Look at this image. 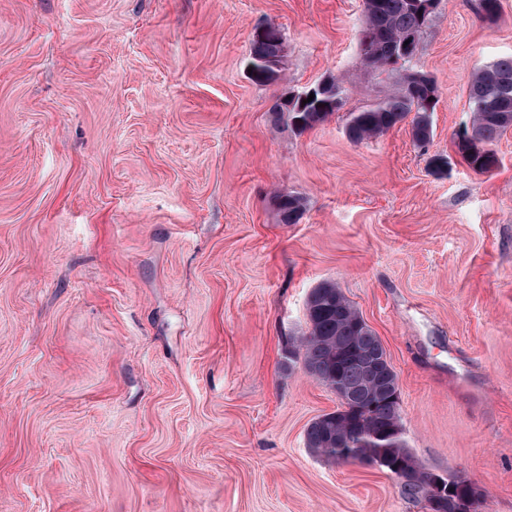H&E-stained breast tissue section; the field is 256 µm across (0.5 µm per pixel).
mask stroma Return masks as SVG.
I'll list each match as a JSON object with an SVG mask.
<instances>
[{
    "label": "stroma",
    "instance_id": "stroma-1",
    "mask_svg": "<svg viewBox=\"0 0 512 512\" xmlns=\"http://www.w3.org/2000/svg\"><path fill=\"white\" fill-rule=\"evenodd\" d=\"M477 3L441 0L413 61L421 149L346 134L381 88L363 0H0V512H423L306 446L338 400L288 347L324 280L381 339L418 462L512 512V130L488 174L454 145L512 0ZM260 23L286 83L248 77ZM328 75L343 110L273 122ZM306 210V200L297 193L288 192L287 201L278 207L280 220L284 224H296L304 215Z\"/></svg>",
    "mask_w": 512,
    "mask_h": 512
}]
</instances>
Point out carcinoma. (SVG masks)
Returning <instances> with one entry per match:
<instances>
[{
  "label": "carcinoma",
  "mask_w": 512,
  "mask_h": 512,
  "mask_svg": "<svg viewBox=\"0 0 512 512\" xmlns=\"http://www.w3.org/2000/svg\"><path fill=\"white\" fill-rule=\"evenodd\" d=\"M427 0H364V21L359 39L362 63L385 89L369 104L348 113L346 133L355 143L376 138L409 121L414 145L424 148L433 137L432 114L438 103L435 81L420 73L411 83L405 71L412 59L400 61L401 48L414 54L436 10H426ZM280 51L270 40H250L248 64L261 68ZM315 97L296 103L287 113L272 112L274 120L288 119L292 131L310 130L340 110L347 89L328 76L314 85ZM472 118L456 134L458 153L469 168L487 174L500 159L493 145L512 128V55L476 70L470 81ZM306 210L303 196L290 192L278 208L284 224H297ZM294 360L321 383L341 379L348 388L338 398L335 411L317 417L306 430V444L314 454L347 464L366 460L390 471L399 468L415 480L400 484L407 500L433 510L427 495L431 474L423 471L405 440L398 377L380 338L333 281L315 286L306 304V330L292 339ZM449 490L462 497L478 494L477 487L461 475L445 478Z\"/></svg>",
  "instance_id": "cac0c4a2"
}]
</instances>
